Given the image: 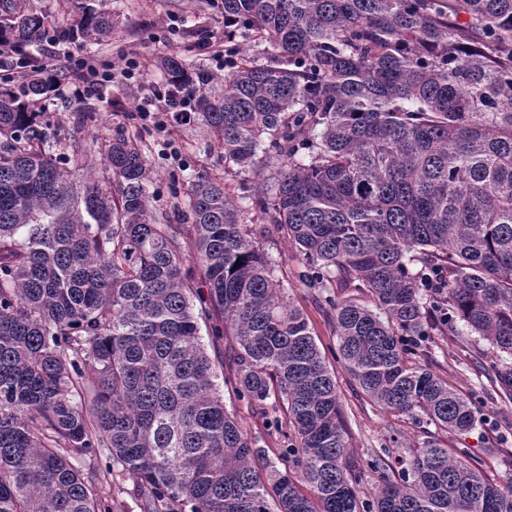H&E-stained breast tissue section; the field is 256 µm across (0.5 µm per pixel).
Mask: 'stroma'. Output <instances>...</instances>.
I'll return each mask as SVG.
<instances>
[{
    "instance_id": "35a3bbf8",
    "label": "stroma",
    "mask_w": 512,
    "mask_h": 512,
    "mask_svg": "<svg viewBox=\"0 0 512 512\" xmlns=\"http://www.w3.org/2000/svg\"><path fill=\"white\" fill-rule=\"evenodd\" d=\"M33 11L42 14L49 28L61 29L60 45L77 56H93L121 66V57L136 50L145 69L141 80L114 77L111 85L92 92L53 95L45 108L51 132L67 145L75 161L70 166L75 184H83L87 173L100 179L108 173L98 151L101 141L120 134L140 133L149 161L153 212L160 220L184 223V202L198 177L225 179L234 188L254 186L258 177L250 171L225 173L224 161L212 148L211 137L199 115L186 122L173 121L171 113H159L157 121L142 120L141 104L163 83L158 61L178 56L189 72H216L212 56L198 50L188 27L207 30L216 40L224 38V11L220 0H28ZM109 13L112 28L97 39L79 32V21L88 13ZM167 129H159L158 121ZM261 248L275 263L286 293L306 316L312 335L321 349L336 346V332L330 316L319 304L314 289L301 278L303 262L284 238L264 239ZM489 344L479 336H433L424 344L423 364L447 378L463 394L474 397L477 422L464 435L450 434L426 422L386 413L364 398L342 364H335L337 389L344 419L351 435V460L362 464L381 449L393 456L410 458L413 450L437 440L451 448L467 450L468 463L490 481L512 477V402L500 400L495 392L487 360ZM224 403L243 422L259 447L272 451L281 446L264 417L232 391H225Z\"/></svg>"
}]
</instances>
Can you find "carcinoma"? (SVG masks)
<instances>
[{
    "mask_svg": "<svg viewBox=\"0 0 512 512\" xmlns=\"http://www.w3.org/2000/svg\"><path fill=\"white\" fill-rule=\"evenodd\" d=\"M222 6L236 32L224 93L174 55L161 67L197 87L224 168L264 179L237 195L198 178L190 238L154 217L136 138L105 144L111 180L77 191L35 109L52 81L34 64L21 92L0 87V512H120L95 493L103 458L135 477L141 512H512V478L437 441L406 468L374 455L376 494L361 497L336 375L243 206L303 256L364 396L472 430L473 400L420 359L461 325L512 356V0ZM110 27L87 15L80 31ZM44 31L9 10L0 48ZM238 36L267 43L268 62ZM215 319L211 344L234 339L228 376L200 334ZM490 369L512 399V365ZM221 376L289 439L276 459L224 407Z\"/></svg>",
    "mask_w": 512,
    "mask_h": 512,
    "instance_id": "carcinoma-1",
    "label": "carcinoma"
}]
</instances>
